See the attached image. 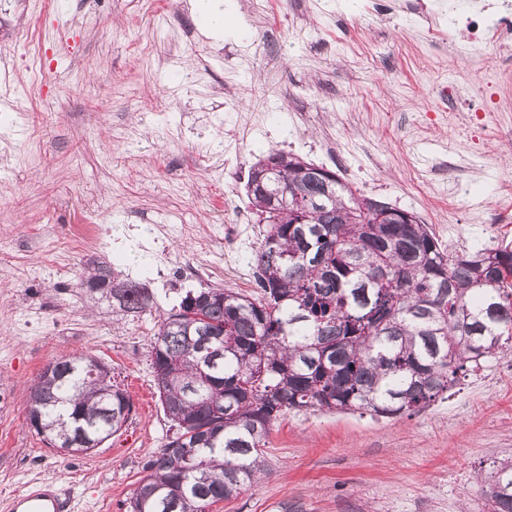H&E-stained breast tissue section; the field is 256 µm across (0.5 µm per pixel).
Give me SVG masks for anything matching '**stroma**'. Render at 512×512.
<instances>
[{"label": "stroma", "mask_w": 512, "mask_h": 512, "mask_svg": "<svg viewBox=\"0 0 512 512\" xmlns=\"http://www.w3.org/2000/svg\"><path fill=\"white\" fill-rule=\"evenodd\" d=\"M417 0H229L212 37L190 0H0V512L40 481L75 512H128L142 461L171 426L154 385L160 317L190 289L238 288L266 233L248 172L273 150L328 168L355 195L408 210L449 252L512 245V153L476 111L512 126V66L483 98L436 112L423 67L469 84L483 48L453 66ZM83 229L74 249L45 245ZM168 239V251L155 250ZM112 262L155 293L119 322L80 284ZM203 266L186 281L174 264ZM107 365L134 411L88 454L28 426L30 387L54 360ZM512 457V357L493 359L424 409L396 418L291 411L266 474L210 512H490L480 495Z\"/></svg>", "instance_id": "stroma-1"}]
</instances>
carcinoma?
<instances>
[{
	"instance_id": "carcinoma-1",
	"label": "carcinoma",
	"mask_w": 512,
	"mask_h": 512,
	"mask_svg": "<svg viewBox=\"0 0 512 512\" xmlns=\"http://www.w3.org/2000/svg\"><path fill=\"white\" fill-rule=\"evenodd\" d=\"M251 203L269 226L254 254L262 296L188 292L158 324L155 387L174 431L146 458L129 512H209L266 473L274 422L318 409L395 418L426 407L512 352V247L445 253L427 225L374 224L336 180L328 200L283 152ZM81 285L112 316L152 293L97 266ZM30 388L36 434L90 445L119 432L133 403L86 357L51 362ZM512 512V462L482 487Z\"/></svg>"
}]
</instances>
